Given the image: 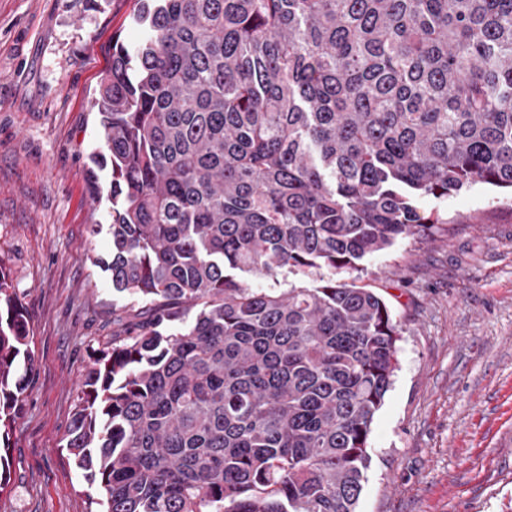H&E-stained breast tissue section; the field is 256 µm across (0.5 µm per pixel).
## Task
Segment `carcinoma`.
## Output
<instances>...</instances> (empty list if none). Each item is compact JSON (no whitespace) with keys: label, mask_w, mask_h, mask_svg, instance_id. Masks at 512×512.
<instances>
[{"label":"carcinoma","mask_w":512,"mask_h":512,"mask_svg":"<svg viewBox=\"0 0 512 512\" xmlns=\"http://www.w3.org/2000/svg\"><path fill=\"white\" fill-rule=\"evenodd\" d=\"M133 21L94 162L105 271L151 314L86 370L64 447L105 512H356L400 336L357 273L439 224L421 198L512 189V0H151ZM31 342L0 271V428Z\"/></svg>","instance_id":"1"}]
</instances>
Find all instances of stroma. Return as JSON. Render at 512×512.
I'll return each mask as SVG.
<instances>
[{"label": "stroma", "instance_id": "stroma-1", "mask_svg": "<svg viewBox=\"0 0 512 512\" xmlns=\"http://www.w3.org/2000/svg\"><path fill=\"white\" fill-rule=\"evenodd\" d=\"M138 0H0V271L23 303L37 373L0 455V512H98L63 446L77 384L119 332L108 175L91 103L113 39L140 36ZM444 230L368 257L360 285L401 327L356 512H512V192L425 198Z\"/></svg>", "mask_w": 512, "mask_h": 512}]
</instances>
